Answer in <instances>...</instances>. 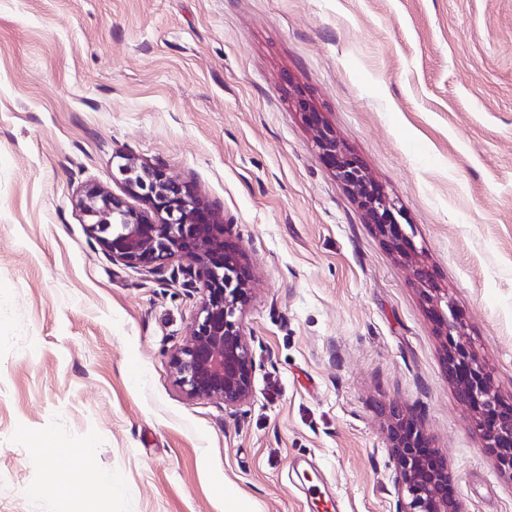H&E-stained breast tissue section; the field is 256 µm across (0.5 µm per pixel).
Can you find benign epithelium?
I'll use <instances>...</instances> for the list:
<instances>
[{"mask_svg":"<svg viewBox=\"0 0 512 512\" xmlns=\"http://www.w3.org/2000/svg\"><path fill=\"white\" fill-rule=\"evenodd\" d=\"M299 107L336 180L357 200L375 235L410 260L414 281L444 339L448 373L460 377L458 398L474 411L483 447L494 454L500 470L512 474V404L503 402L491 386L448 293L420 261L400 202L372 180L319 113L304 102ZM120 159L112 180L140 198L147 210H133L123 197L88 185L76 200L87 232L112 261L140 268L163 284L180 280L183 287L200 292L190 338L173 353L172 368L188 396L237 406L251 395L254 369L243 330L252 281L245 251L227 237L229 225L218 223L215 208L188 184L131 155ZM176 260L183 265L173 266ZM388 437L401 490L397 512H463L458 502L448 499V468L436 457L418 453L428 437L417 419L391 410Z\"/></svg>","mask_w":512,"mask_h":512,"instance_id":"benign-epithelium-1","label":"benign epithelium"}]
</instances>
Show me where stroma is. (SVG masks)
Here are the masks:
<instances>
[{
	"label": "stroma",
	"instance_id": "1",
	"mask_svg": "<svg viewBox=\"0 0 512 512\" xmlns=\"http://www.w3.org/2000/svg\"><path fill=\"white\" fill-rule=\"evenodd\" d=\"M401 201L512 404V0H0V512H396L390 406L463 512L512 476L457 396L409 262L372 231L300 102ZM121 154L188 183L251 267L243 405L171 358L199 294L113 262L76 205ZM84 456L45 481L36 446Z\"/></svg>",
	"mask_w": 512,
	"mask_h": 512
}]
</instances>
